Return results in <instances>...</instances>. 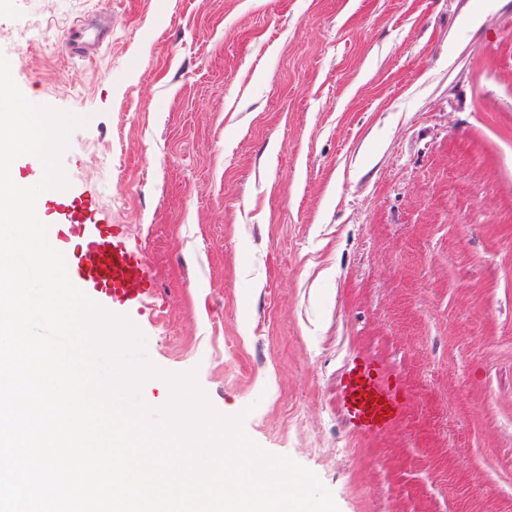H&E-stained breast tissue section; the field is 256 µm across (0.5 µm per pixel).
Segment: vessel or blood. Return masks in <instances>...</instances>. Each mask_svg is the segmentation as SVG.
<instances>
[{"label": "vessel or blood", "mask_w": 512, "mask_h": 512, "mask_svg": "<svg viewBox=\"0 0 512 512\" xmlns=\"http://www.w3.org/2000/svg\"><path fill=\"white\" fill-rule=\"evenodd\" d=\"M38 209H53L48 240L65 258L71 283L94 303L143 309L153 295L143 258L129 250L120 224H99L92 218L91 199L60 189L37 200ZM403 396L384 384L377 370L363 366L343 390L351 423L365 433L388 427L399 415Z\"/></svg>", "instance_id": "vessel-or-blood-1"}]
</instances>
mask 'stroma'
I'll use <instances>...</instances> for the list:
<instances>
[{"mask_svg": "<svg viewBox=\"0 0 512 512\" xmlns=\"http://www.w3.org/2000/svg\"><path fill=\"white\" fill-rule=\"evenodd\" d=\"M0 54L84 120L60 164L149 269L155 366L339 512H512V0H0ZM370 399H374V402L370 403ZM402 399L396 387L383 384L377 370L371 365H364L344 384L343 403L349 420L365 433L388 427L398 417ZM388 407H391L390 412H387ZM379 411H384V416L379 415ZM378 417H382V420L378 421Z\"/></svg>", "mask_w": 512, "mask_h": 512, "instance_id": "stroma-1", "label": "stroma"}]
</instances>
